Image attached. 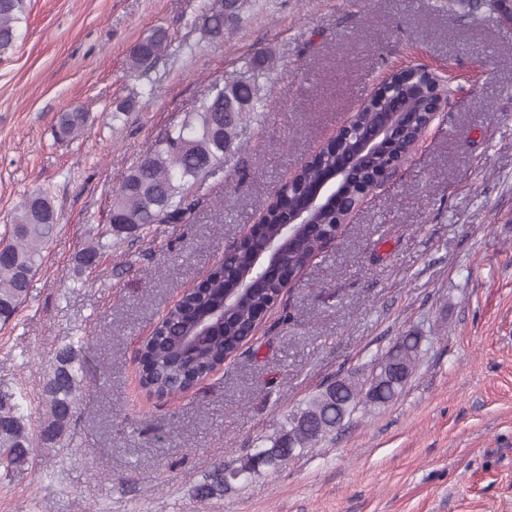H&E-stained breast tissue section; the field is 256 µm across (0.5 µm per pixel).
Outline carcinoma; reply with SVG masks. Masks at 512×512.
<instances>
[{
	"label": "carcinoma",
	"mask_w": 512,
	"mask_h": 512,
	"mask_svg": "<svg viewBox=\"0 0 512 512\" xmlns=\"http://www.w3.org/2000/svg\"><path fill=\"white\" fill-rule=\"evenodd\" d=\"M244 0H205L198 18L200 29L211 42L224 38V27L239 19ZM24 0H0V49L15 39L13 23L23 12ZM166 48L161 31L140 41L133 50L132 62L143 67ZM258 87L246 78L233 85L215 84L201 97L182 122L164 132L152 152L136 162L122 181L113 202L109 223L76 255L81 272L99 260L112 244V237H128L148 232L153 224H180L191 214L198 200L194 193L208 176L209 165L224 160L234 150L237 126L248 112L257 110ZM429 111L428 93L420 91L409 100L410 129L377 159L384 164L394 154H407L421 133ZM82 112L61 116L59 136L69 138L85 127ZM331 160V152L321 151L304 161L291 178L289 204L299 202L298 189L313 183ZM56 217L46 196L29 194L6 227L5 249L0 253V321L7 323L18 312L28 294L31 279L42 265V249L53 239ZM263 235L277 238L281 224L276 209L266 210ZM252 242L238 245L236 261L217 268L200 285L185 292L183 302L170 308L157 323L140 349V382L158 397L182 392L193 382L224 365L244 342L241 330L253 325L258 314L279 297L286 281L270 279L242 294L233 315L222 318L214 309L224 306V283L232 277L249 282L252 273L247 253ZM320 251L318 237L299 225L286 260L288 274L303 269ZM422 338L408 334L400 338L370 372L367 380H343L331 383L307 402L290 410L280 432L270 446L246 456L237 466L218 464L197 486L196 495L211 499L224 495L242 478L264 468L278 469L287 460L314 447L338 428L362 400L386 404L398 396L404 386L402 377L412 374L421 353ZM84 366H75V348L69 344L57 352L46 374L42 400L46 419L40 439L55 447L65 441L75 414ZM31 448L28 418L13 395L0 396V457L16 462Z\"/></svg>",
	"instance_id": "cac0c4a2"
}]
</instances>
